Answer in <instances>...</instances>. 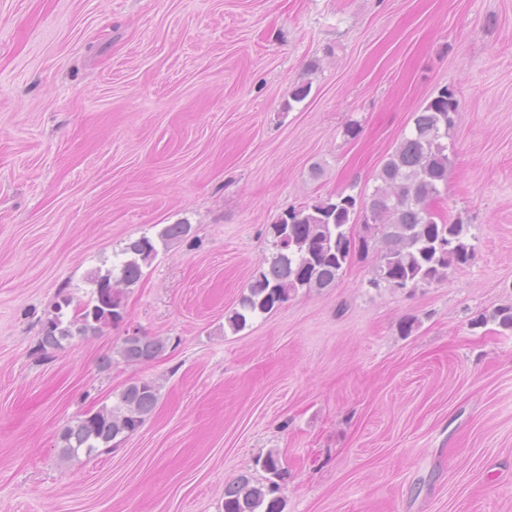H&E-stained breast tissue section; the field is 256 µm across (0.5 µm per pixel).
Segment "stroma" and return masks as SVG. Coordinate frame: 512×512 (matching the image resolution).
Returning a JSON list of instances; mask_svg holds the SVG:
<instances>
[{
    "label": "stroma",
    "instance_id": "35a3bbf8",
    "mask_svg": "<svg viewBox=\"0 0 512 512\" xmlns=\"http://www.w3.org/2000/svg\"><path fill=\"white\" fill-rule=\"evenodd\" d=\"M444 87L438 207L472 262L399 290L359 255L232 332L269 225L370 195ZM179 222L122 325L39 351L58 293ZM510 305L512 0H0V512H223L271 451L284 512H512ZM130 329L164 351L115 358ZM138 380L142 427L62 462L61 430Z\"/></svg>",
    "mask_w": 512,
    "mask_h": 512
}]
</instances>
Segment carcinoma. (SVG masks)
Segmentation results:
<instances>
[{"mask_svg": "<svg viewBox=\"0 0 512 512\" xmlns=\"http://www.w3.org/2000/svg\"><path fill=\"white\" fill-rule=\"evenodd\" d=\"M458 111L454 92L446 87L415 113L414 126L379 170L378 185L369 200L343 192L328 195L286 210L270 225L274 252L252 276L247 294L227 316L229 328L238 332L247 321L267 314L301 289L328 288L355 253L374 248L377 262L370 283L376 287L398 279L412 288L439 282L448 268L469 264L475 253L469 225L435 212L440 185L448 182L452 146L448 143ZM357 239L352 224L360 215ZM191 225L169 224L159 233L167 243L187 236ZM157 254L153 240L142 236L122 249V258L112 269L92 271L95 286L91 298L74 301L59 294L42 324L39 350L48 353L76 336L97 334L124 321L125 298L144 266ZM165 348L158 336L136 333L123 336L116 353L126 362L146 363ZM158 402V387L152 381H137L119 394L116 402L87 411L61 434V452L67 459L108 453L113 441L140 428ZM267 474L266 483L252 484L242 475L224 489V512H283L279 497L282 467L278 455L267 453L256 460Z\"/></svg>", "mask_w": 512, "mask_h": 512, "instance_id": "carcinoma-1", "label": "carcinoma"}]
</instances>
